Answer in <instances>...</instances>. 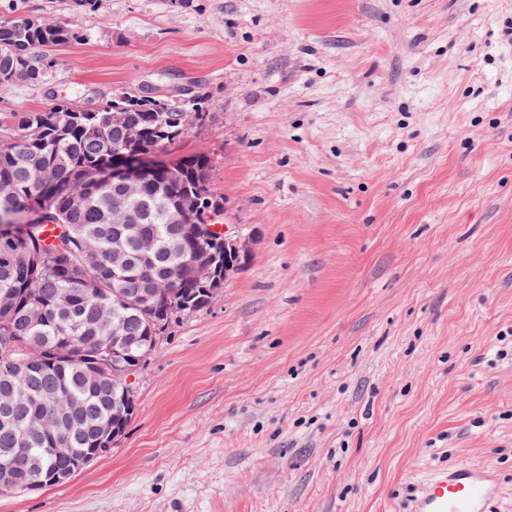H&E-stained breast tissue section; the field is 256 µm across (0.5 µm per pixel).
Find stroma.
Instances as JSON below:
<instances>
[{
    "label": "stroma",
    "instance_id": "stroma-1",
    "mask_svg": "<svg viewBox=\"0 0 512 512\" xmlns=\"http://www.w3.org/2000/svg\"><path fill=\"white\" fill-rule=\"evenodd\" d=\"M81 27L0 114L211 95L207 155L249 263L175 318L136 409L0 512H395L481 464L512 512V0H0Z\"/></svg>",
    "mask_w": 512,
    "mask_h": 512
}]
</instances>
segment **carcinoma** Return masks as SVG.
<instances>
[{"label": "carcinoma", "mask_w": 512, "mask_h": 512, "mask_svg": "<svg viewBox=\"0 0 512 512\" xmlns=\"http://www.w3.org/2000/svg\"><path fill=\"white\" fill-rule=\"evenodd\" d=\"M80 37L69 25L42 27L25 15L0 16V93L15 85L12 75L27 73L42 84L49 64L42 52ZM209 96L198 87L179 101L156 96L143 100L137 91L109 97L94 107L76 97L44 110L0 117V337H12L15 364L0 361V392L14 394L16 405L0 411V469L27 449L24 469L34 470L40 487L51 486L53 472L72 457L98 451L97 430L112 425L120 402L112 401V371L102 359L119 351L138 356L154 349V321L162 307L157 296L133 306L127 300L139 288L170 280L191 307L204 308L214 276L224 274V255L211 270L193 263L186 247L190 235L174 223L180 209L195 204L215 224L224 214V198L213 194V160L206 155L181 159L144 177L140 195L125 197L112 182L83 184L91 170H112L114 160L146 145L157 151L202 125ZM137 127L143 139L131 141ZM153 249L142 251L143 237ZM127 254L124 267H112V247ZM97 282L94 295L85 281ZM40 321L28 317L34 304ZM120 320L141 342L130 348L118 341L112 322ZM98 350L89 352L83 341ZM45 353L47 362L26 367L28 350ZM57 408L52 436L42 435L43 416Z\"/></svg>", "instance_id": "carcinoma-1"}]
</instances>
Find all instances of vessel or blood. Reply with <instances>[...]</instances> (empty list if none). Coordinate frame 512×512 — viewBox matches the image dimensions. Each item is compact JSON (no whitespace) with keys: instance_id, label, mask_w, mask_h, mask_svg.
Wrapping results in <instances>:
<instances>
[{"instance_id":"obj_1","label":"vessel or blood","mask_w":512,"mask_h":512,"mask_svg":"<svg viewBox=\"0 0 512 512\" xmlns=\"http://www.w3.org/2000/svg\"><path fill=\"white\" fill-rule=\"evenodd\" d=\"M499 495L492 472L479 465H451L400 500V512H494Z\"/></svg>"}]
</instances>
